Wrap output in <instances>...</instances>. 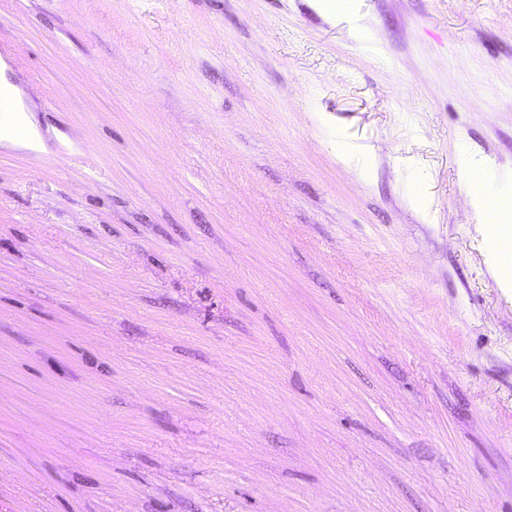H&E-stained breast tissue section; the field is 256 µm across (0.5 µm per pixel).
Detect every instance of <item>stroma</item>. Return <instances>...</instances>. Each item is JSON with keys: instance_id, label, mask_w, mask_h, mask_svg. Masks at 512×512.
Wrapping results in <instances>:
<instances>
[{"instance_id": "obj_1", "label": "stroma", "mask_w": 512, "mask_h": 512, "mask_svg": "<svg viewBox=\"0 0 512 512\" xmlns=\"http://www.w3.org/2000/svg\"><path fill=\"white\" fill-rule=\"evenodd\" d=\"M352 2L0 0V512H512V0ZM5 65L0 60V94L10 106V112L14 122L24 130V135L21 138L4 137L1 134L0 143H5L9 146L19 149L34 150L41 145V133L39 127L34 123L28 114V108L23 100L20 98L15 88L7 81L2 82V76Z\"/></svg>"}]
</instances>
